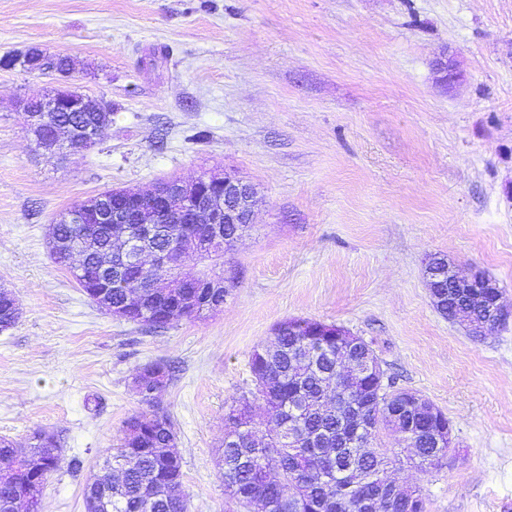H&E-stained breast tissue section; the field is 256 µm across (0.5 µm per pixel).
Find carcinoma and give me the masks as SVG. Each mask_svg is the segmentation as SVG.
Instances as JSON below:
<instances>
[{
	"mask_svg": "<svg viewBox=\"0 0 512 512\" xmlns=\"http://www.w3.org/2000/svg\"><path fill=\"white\" fill-rule=\"evenodd\" d=\"M43 55L38 48L23 56L0 57V68L18 66L36 70L34 61ZM52 124H97V113L72 112L61 105L47 113ZM91 200L59 213L50 225L49 247L55 262L68 268L80 288L93 280L95 257L118 258L122 227L99 225L95 236L85 235L84 212ZM131 273H113L108 299L122 306L134 289L125 287ZM151 321L166 326L184 317L197 319L202 312L184 315L161 313V304L146 301ZM456 318L472 324L474 330L492 329L495 318L479 311L474 302H462ZM313 321L286 320L274 329V342L265 353L253 351L249 367L254 389L233 400L224 417V448L220 452L221 477L225 494L241 506L259 503L262 512H361L360 503L382 495L389 480L388 469L408 466L427 473L433 457L446 456L448 448L426 446L433 421L406 409L402 390H387L370 397V377L362 379L355 392L358 409L343 405V372L365 357L362 350L341 351L336 340L322 342L311 336ZM264 409L265 419L257 422L253 406ZM372 420L371 429L360 444L348 446L356 416ZM142 434L123 430L120 448L112 454V474L96 475L86 488L101 493L106 486L112 498L99 502L94 512H188V500L181 491L182 458L169 445L174 433L171 418L162 413H136ZM397 435V446L413 450L402 457L394 448L378 446L379 435ZM34 434L25 445L0 439V462L11 460L10 472L0 475V512H15L35 484H45L60 465L58 444L36 442Z\"/></svg>",
	"mask_w": 512,
	"mask_h": 512,
	"instance_id": "cac0c4a2",
	"label": "carcinoma"
}]
</instances>
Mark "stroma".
Segmentation results:
<instances>
[{"mask_svg":"<svg viewBox=\"0 0 512 512\" xmlns=\"http://www.w3.org/2000/svg\"><path fill=\"white\" fill-rule=\"evenodd\" d=\"M34 45L112 106L95 145L60 160L16 106L54 79L0 70V287L20 308L0 332V438L56 436L41 512H85L87 481L146 409L133 378L158 360L175 367L158 407L190 512H244L220 477L224 415L289 319L363 338L446 414L456 462L393 473L428 512H512V319L473 335L425 275L434 255L485 270L512 307V0H0V56ZM206 171L259 197L216 261L220 312L116 319L53 262L66 208Z\"/></svg>","mask_w":512,"mask_h":512,"instance_id":"obj_1","label":"stroma"}]
</instances>
